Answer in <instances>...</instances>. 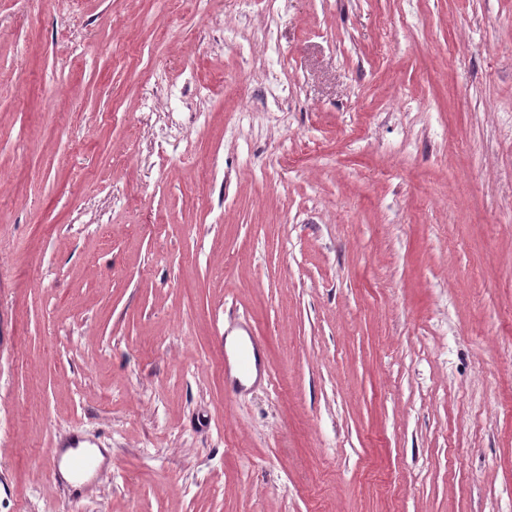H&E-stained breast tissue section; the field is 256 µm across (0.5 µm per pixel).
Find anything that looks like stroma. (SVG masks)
<instances>
[{"label":"stroma","instance_id":"obj_1","mask_svg":"<svg viewBox=\"0 0 512 512\" xmlns=\"http://www.w3.org/2000/svg\"><path fill=\"white\" fill-rule=\"evenodd\" d=\"M228 310L272 370L233 401ZM0 481L512 512V0H0ZM86 440L79 435H72L66 441H58L55 448L51 450L50 471L59 479V472L62 466L70 469L77 481H82L92 473L88 481H84L87 491L91 490L96 479L109 467L108 463H98L97 457L91 447L82 445ZM66 448H72L74 452L64 458Z\"/></svg>","mask_w":512,"mask_h":512}]
</instances>
